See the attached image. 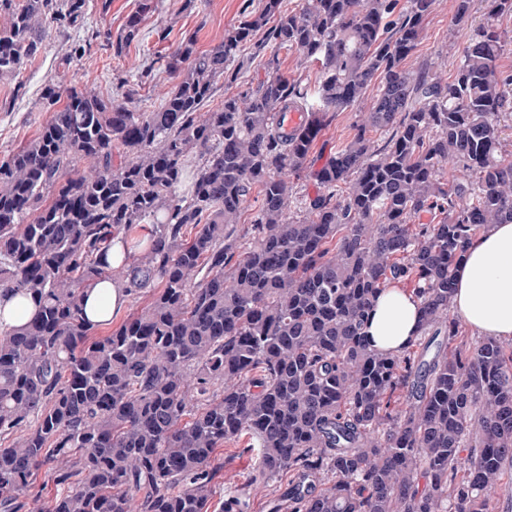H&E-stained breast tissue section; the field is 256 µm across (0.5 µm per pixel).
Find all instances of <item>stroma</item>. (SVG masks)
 Segmentation results:
<instances>
[{
    "label": "stroma",
    "instance_id": "35a3bbf8",
    "mask_svg": "<svg viewBox=\"0 0 512 512\" xmlns=\"http://www.w3.org/2000/svg\"><path fill=\"white\" fill-rule=\"evenodd\" d=\"M140 0H89L83 27L62 31L49 28L41 53L23 65L19 75L0 77V159L16 152L34 138L52 116L42 102L44 87L92 88L104 97L116 96L121 81L138 84L131 103L138 112L159 107L175 78L164 71L161 56L176 50L185 36L196 38L205 51L224 39L225 29L239 23L244 8L260 10L262 0H154L145 14L140 35L115 52L107 35H118ZM454 0H436L415 53L406 61L417 68L427 59L442 58L447 73H454L466 45V31L454 26ZM366 103L337 112L335 120L318 138L309 157L311 166H321L356 133L354 124Z\"/></svg>",
    "mask_w": 512,
    "mask_h": 512
}]
</instances>
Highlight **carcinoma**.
Listing matches in <instances>:
<instances>
[{"instance_id":"obj_1","label":"carcinoma","mask_w":512,"mask_h":512,"mask_svg":"<svg viewBox=\"0 0 512 512\" xmlns=\"http://www.w3.org/2000/svg\"><path fill=\"white\" fill-rule=\"evenodd\" d=\"M487 2L474 23V0H456L467 44L450 78L429 60L404 66L435 0H305L295 13L264 0L217 46L190 35L166 57L178 82L154 111L129 108L133 89L119 101L48 85L51 120L0 160V292L38 307L0 331V512H209L216 450L246 434L259 448L250 485L285 478L268 512H494L512 464V345L472 346L448 318L467 245L512 222L500 127L512 73L496 26L512 0ZM87 5L0 0V76ZM150 10L141 0L116 53ZM261 30L258 50L321 64L317 97L273 55L265 79L203 111ZM372 85L353 140L309 166ZM290 175L316 185L294 214ZM146 224V250H124L117 282L150 301L95 337L82 294L112 277V239ZM391 280L421 301L422 336L397 355L364 334ZM41 471L58 487L46 502L29 495ZM245 508L236 491L219 504Z\"/></svg>"}]
</instances>
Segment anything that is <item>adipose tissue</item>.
Returning <instances> with one entry per match:
<instances>
[{
  "mask_svg": "<svg viewBox=\"0 0 512 512\" xmlns=\"http://www.w3.org/2000/svg\"><path fill=\"white\" fill-rule=\"evenodd\" d=\"M124 288L103 280L84 292V312L95 325L111 321L124 308ZM420 301L392 282L374 301L366 334L372 348L397 354L420 333ZM451 309L477 333L512 342V223L492 224L469 243L454 273Z\"/></svg>",
  "mask_w": 512,
  "mask_h": 512,
  "instance_id": "ef3b65f1",
  "label": "adipose tissue"
}]
</instances>
